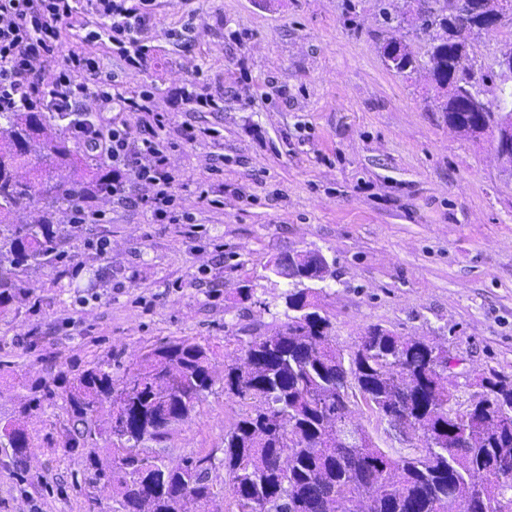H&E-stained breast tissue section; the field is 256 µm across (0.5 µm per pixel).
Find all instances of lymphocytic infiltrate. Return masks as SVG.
I'll return each mask as SVG.
<instances>
[{"instance_id":"lymphocytic-infiltrate-1","label":"lymphocytic infiltrate","mask_w":512,"mask_h":512,"mask_svg":"<svg viewBox=\"0 0 512 512\" xmlns=\"http://www.w3.org/2000/svg\"><path fill=\"white\" fill-rule=\"evenodd\" d=\"M156 9L157 0H0V112L76 114L72 134L112 169L113 202L144 208L157 222L186 224L190 217L174 190L168 156L180 140H196L194 128L185 124L178 137L168 135L167 115L156 111L153 92L126 93L99 63L104 37L126 70H145L143 36ZM89 15L102 22V32L71 37L73 24ZM117 112L144 113L150 137L132 141L124 124L114 121ZM126 171L132 181L123 180ZM135 185L147 187V194H133Z\"/></svg>"}]
</instances>
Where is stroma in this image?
<instances>
[{"label":"stroma","mask_w":512,"mask_h":512,"mask_svg":"<svg viewBox=\"0 0 512 512\" xmlns=\"http://www.w3.org/2000/svg\"><path fill=\"white\" fill-rule=\"evenodd\" d=\"M407 0H160L144 36L151 63L126 71L130 91L154 88L157 111L214 128L169 156L189 224L153 223L113 204L108 224L64 234L69 272L29 268L24 296L0 310V418L23 416L25 459L0 445V512H111L113 491L90 484L64 446V403L26 409L28 389L98 361L113 376L176 337L210 344L216 368L286 320L287 286L270 267L293 250L321 252L330 275L318 299L344 352L375 326L448 348L450 405L465 410L490 373L512 377V167L492 133L448 126L425 69L390 70L381 47L427 50ZM185 29L178 41L173 30ZM208 78L223 111L184 112L174 90ZM208 199H200L199 184ZM110 247L97 254L91 239ZM240 400L214 386L162 443L166 461L212 457L211 512H238L220 461ZM351 423L391 457L411 454L362 399Z\"/></svg>","instance_id":"35a3bbf8"}]
</instances>
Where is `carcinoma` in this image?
Masks as SVG:
<instances>
[{"label": "carcinoma", "instance_id": "carcinoma-1", "mask_svg": "<svg viewBox=\"0 0 512 512\" xmlns=\"http://www.w3.org/2000/svg\"><path fill=\"white\" fill-rule=\"evenodd\" d=\"M448 28L452 43L437 48V89L445 82L461 98L473 76L486 84L496 74L472 53L470 28L453 20ZM72 121L63 112H0V136L7 139L0 147V308L16 301L28 267L65 265L61 230L52 215L82 204L84 187L96 197L112 187L110 172L68 184L56 180L58 169L79 164L69 146ZM22 166L32 168V179H17ZM31 206L46 213L41 223L8 221L12 212ZM286 306L288 321L272 332L275 344L267 347V337L260 336L243 351L261 364L253 376L228 364L219 377L210 346L176 338L148 350L120 380L112 378V362H98L58 384L35 387L28 406L49 407L63 396L75 428L64 447L85 450V469L96 483L116 491L112 512H176L182 495L206 512L215 497L211 458H188L171 471L160 455L141 454L139 445L164 441L180 412L194 411L219 379L227 397L254 403L224 435V469L240 506L250 500L263 512H343L342 499L372 490L371 512H435L444 499L453 500L459 512H490L494 500L499 508L512 509V423L500 421L512 417L511 379L493 374L486 399L457 413L448 408L450 391L438 376L442 368L422 343L374 326L347 355L330 336V320L316 293L293 288ZM347 374L357 378L354 389L371 409L396 402L424 433L444 434L399 458L387 455L364 431L360 445H338L323 421L333 410L347 416ZM261 406L272 411L265 422L255 413ZM119 421L129 435L114 433ZM2 438L17 459L33 441L19 417L0 424ZM99 439L112 447L109 465L88 450ZM284 453L291 459L285 471L276 465ZM330 490L336 498L327 508L324 496Z\"/></svg>", "mask_w": 512, "mask_h": 512}]
</instances>
